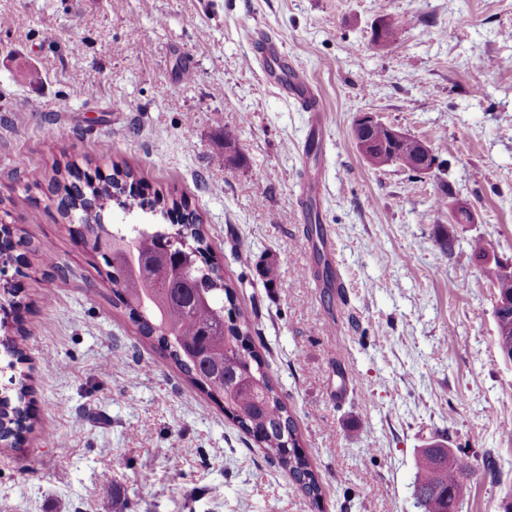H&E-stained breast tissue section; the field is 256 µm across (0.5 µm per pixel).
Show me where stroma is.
I'll use <instances>...</instances> for the list:
<instances>
[{
  "instance_id": "stroma-1",
  "label": "stroma",
  "mask_w": 512,
  "mask_h": 512,
  "mask_svg": "<svg viewBox=\"0 0 512 512\" xmlns=\"http://www.w3.org/2000/svg\"><path fill=\"white\" fill-rule=\"evenodd\" d=\"M385 20L405 27L393 50L372 42ZM259 30L327 112L316 155L253 59ZM363 112L427 143L434 168L369 166L349 136ZM116 160L202 219L320 499L140 335L62 217L54 167ZM305 164L323 190L301 204ZM3 227L24 241L15 372L34 390L32 432L0 446L8 512H419V454L439 439L476 469L459 512L512 503V363L470 249L512 257V0H0Z\"/></svg>"
}]
</instances>
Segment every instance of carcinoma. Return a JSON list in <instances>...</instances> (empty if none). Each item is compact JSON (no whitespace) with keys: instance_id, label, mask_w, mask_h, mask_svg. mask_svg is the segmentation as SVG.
I'll use <instances>...</instances> for the list:
<instances>
[{"instance_id":"obj_1","label":"carcinoma","mask_w":512,"mask_h":512,"mask_svg":"<svg viewBox=\"0 0 512 512\" xmlns=\"http://www.w3.org/2000/svg\"><path fill=\"white\" fill-rule=\"evenodd\" d=\"M355 144L390 143L387 129L356 122L350 129ZM112 193L101 196L88 181L82 187L60 180V169L51 178L52 192L60 196L64 215L79 212L85 223V244L101 255L106 277L129 311L141 334L157 341L168 357L195 383L224 402L231 416L267 457L287 470L300 488L313 499L321 486L306 456L287 405L264 370L252 345L255 326L250 316L235 304V286L225 280L218 265L207 258L206 234L193 212L170 230L138 227L108 229L102 213L110 202L129 210L155 211L165 199H149L127 186L133 173L112 163ZM23 304L10 294L0 301L4 317H12L13 335L0 340L11 357L8 368L23 356ZM498 345L512 348V308L495 310ZM11 387L0 394V441L20 444L30 423V388L10 377ZM474 466L449 453V459L434 464L420 459L414 497L421 512H458L467 496Z\"/></svg>"}]
</instances>
